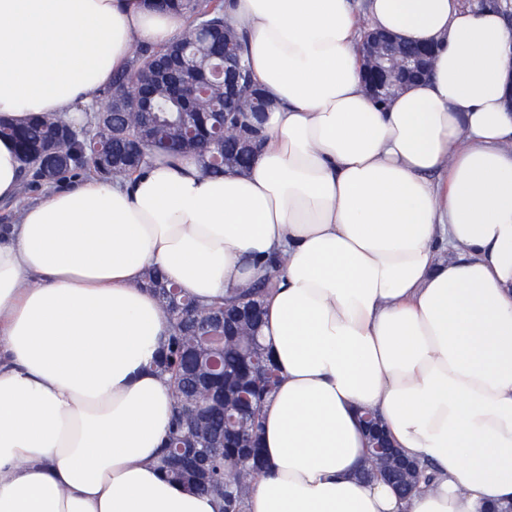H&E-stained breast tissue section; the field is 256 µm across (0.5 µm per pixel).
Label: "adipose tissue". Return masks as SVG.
<instances>
[{
  "label": "adipose tissue",
  "instance_id": "obj_1",
  "mask_svg": "<svg viewBox=\"0 0 512 512\" xmlns=\"http://www.w3.org/2000/svg\"><path fill=\"white\" fill-rule=\"evenodd\" d=\"M273 101L249 173L153 164L77 180L0 226V512H216L155 466L169 323L146 264L206 300L285 262L265 334L282 372L246 512H484L512 498V32L463 0H226ZM436 45L377 106L362 26ZM146 0H0V119L69 113L180 35ZM444 173L445 182L433 180ZM377 409L437 487L358 478Z\"/></svg>",
  "mask_w": 512,
  "mask_h": 512
}]
</instances>
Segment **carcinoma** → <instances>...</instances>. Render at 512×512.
<instances>
[{
  "label": "carcinoma",
  "mask_w": 512,
  "mask_h": 512,
  "mask_svg": "<svg viewBox=\"0 0 512 512\" xmlns=\"http://www.w3.org/2000/svg\"><path fill=\"white\" fill-rule=\"evenodd\" d=\"M225 0H179L172 5L186 11L188 23L181 37L158 47L139 45L128 65L112 77L105 91V111L96 112L89 105L80 108L79 116L66 118L46 112L27 122L0 123V136L16 144L22 165L18 194L26 196L43 185L58 184L72 176H86L105 182L134 181L154 161L173 162L186 155L197 157L205 174L222 175L232 163L239 172L249 169L252 156L242 150L243 140L252 132L265 140L264 114L255 99L260 88L255 84L247 59L243 56L245 39L224 9ZM220 29L231 43L241 66L243 93L234 114L224 117V89L202 86L188 103L171 97L164 82L152 85L146 99L113 105L112 90L129 83L137 73H146L159 58L196 45L195 65L199 73L212 63L213 42L199 39V25ZM70 126L72 131L64 130ZM52 152L60 167L39 180L45 152ZM143 286L152 291L161 309H166L165 289L176 285L154 267L145 269ZM276 287L275 276L251 287L210 303L189 298L196 322L186 323L178 315H168L171 334L152 362L156 372H164L173 384L175 412L197 403L204 390L186 379L190 367L200 368L196 337L201 335L208 316L224 313L228 327L217 357L224 366V408L210 410L205 429L224 426V417L236 416L244 424H233L224 435V447L213 451L211 473H224V479L203 482L192 471L171 462L181 435L171 424L159 458V469L171 481L182 483L198 493L213 496L220 512H243L246 500L265 467L261 448V417L264 403L280 383V369L265 346L261 329L264 324V301Z\"/></svg>",
  "instance_id": "obj_1"
}]
</instances>
